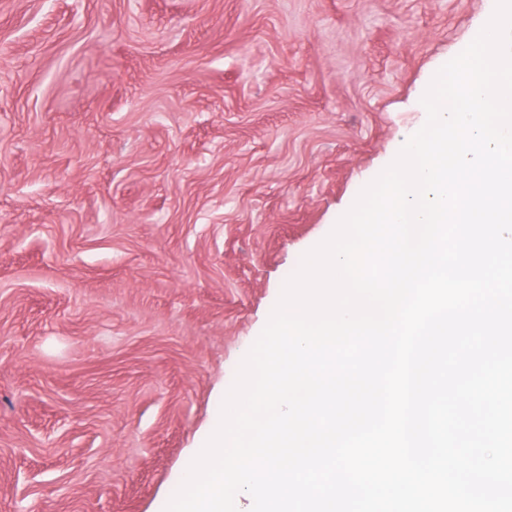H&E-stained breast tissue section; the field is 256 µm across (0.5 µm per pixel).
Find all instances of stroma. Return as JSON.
I'll list each match as a JSON object with an SVG mask.
<instances>
[{"instance_id":"1","label":"stroma","mask_w":512,"mask_h":512,"mask_svg":"<svg viewBox=\"0 0 512 512\" xmlns=\"http://www.w3.org/2000/svg\"><path fill=\"white\" fill-rule=\"evenodd\" d=\"M491 2L0 0V512H164Z\"/></svg>"}]
</instances>
